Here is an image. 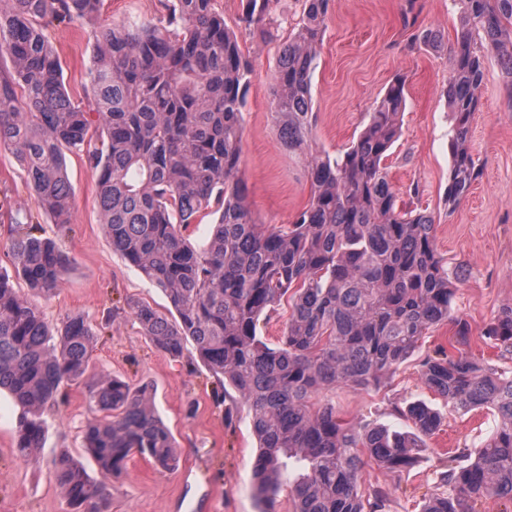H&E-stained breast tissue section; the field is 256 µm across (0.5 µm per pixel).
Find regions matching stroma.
Segmentation results:
<instances>
[{
  "instance_id": "1",
  "label": "stroma",
  "mask_w": 512,
  "mask_h": 512,
  "mask_svg": "<svg viewBox=\"0 0 512 512\" xmlns=\"http://www.w3.org/2000/svg\"><path fill=\"white\" fill-rule=\"evenodd\" d=\"M244 4L215 0L253 67L243 110L241 163L248 202L257 223L278 228L294 221L307 205L311 188L307 157L284 149L270 115L277 61L302 18V0H273L265 21L271 36L264 40L240 26ZM409 14L415 23H406ZM160 16L159 0H101L93 24L49 26L45 34L58 53L70 99L85 107L92 97L89 70L96 28L123 19L155 23ZM458 19L452 0H332L311 81V151L334 155L349 147L367 125L376 99L397 75L406 76L400 137L386 161L389 181L400 202L432 215L439 254L449 272L464 273L452 304L453 316L471 327L464 354L512 366L511 355L480 338L487 323L512 307V94L497 60L488 59L482 106L472 117L470 138L483 174L468 198L449 210L452 117L445 91ZM425 30L436 33L437 41L423 39ZM66 163L74 208L70 224L62 227L39 209L14 155L0 149V268H12L6 240L11 214L20 212L41 224L43 236L55 240L71 259L56 292L38 301L45 318L58 327L79 314L100 327L91 372L148 384L156 411L178 446L177 467L170 473L159 472L148 458L131 456L112 481L107 512H190L197 502L208 504L209 512H258L252 479L257 442L246 407L239 403L226 409L223 389L194 349L177 360L168 357L123 312L129 297L164 314L171 305L164 292L113 250L102 223L94 170L77 154H67ZM453 341L452 322L440 324L427 332L415 355L386 385H339L321 395L342 418L368 429L412 431L402 409L414 402L440 410L442 426L425 438L413 468L392 471L372 462L366 465L362 486L387 491L384 512H420L425 500L442 490L438 474L449 452L480 447L497 428L498 417L491 410L463 414L446 409L423 383L420 359ZM63 394V402L45 412L44 446L33 463L14 448L19 409L9 391L0 390V512H70L51 465L61 449H68L91 476H98L97 463L83 441L86 424L98 415L87 384L65 386Z\"/></svg>"
}]
</instances>
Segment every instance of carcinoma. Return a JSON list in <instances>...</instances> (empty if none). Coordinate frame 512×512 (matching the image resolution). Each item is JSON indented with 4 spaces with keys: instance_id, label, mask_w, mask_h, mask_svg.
I'll return each mask as SVG.
<instances>
[{
    "instance_id": "cac0c4a2",
    "label": "carcinoma",
    "mask_w": 512,
    "mask_h": 512,
    "mask_svg": "<svg viewBox=\"0 0 512 512\" xmlns=\"http://www.w3.org/2000/svg\"><path fill=\"white\" fill-rule=\"evenodd\" d=\"M159 24H112L95 31L89 72L92 111L65 93L59 57L45 30L53 22L91 24L100 0H7L0 8V148L11 151L42 211L57 224L73 209L65 151L83 153L96 172L98 203L112 248L176 313L126 302L128 312L162 353L198 357L247 407L259 451L252 478L261 512H275L288 487L293 512H382L387 493L361 491L364 459L400 470L418 461L422 438L441 414L411 403L415 432L359 430L314 397L340 384L379 387L405 363L431 328L453 320L455 343L470 341L469 324L452 318L456 281L434 244V219L398 204L385 160L400 132L406 77L377 100L355 142L332 157L313 156L307 206L284 228L254 221L240 175L243 89L251 67L234 29L214 0H159ZM273 0H246L239 22L265 36ZM303 15L282 46L273 77L271 115L282 145L308 154L313 126L311 78L331 0H302ZM459 26L449 59L446 95L448 213L481 175L467 143L481 105L485 54L502 64L512 92V0H456ZM212 217L206 248L187 243L191 225ZM8 252L14 275L38 296L55 293L70 258L38 235V225L11 217ZM288 301L277 343L260 334ZM96 333L81 315L51 332L40 307L0 271V389L20 409L14 448L38 459L44 411L61 388L86 373ZM487 343L512 353V307L482 330ZM423 382L453 411L489 407L495 434L470 453L448 456L444 491L422 512H477L495 498L512 512V368L444 350L420 360ZM104 413L86 425L84 441L101 478L67 450L52 461L73 512H106L112 478L138 453L168 471L177 449L156 414L146 385L110 374L89 385ZM302 473L288 481L289 461Z\"/></svg>"
}]
</instances>
